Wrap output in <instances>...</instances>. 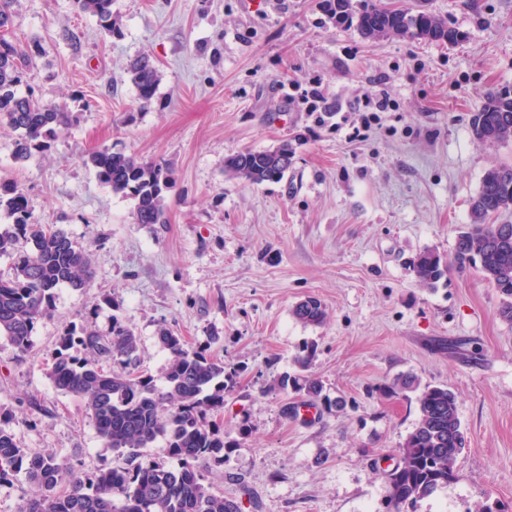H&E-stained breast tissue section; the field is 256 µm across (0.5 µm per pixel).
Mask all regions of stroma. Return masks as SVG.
<instances>
[{
	"label": "stroma",
	"mask_w": 512,
	"mask_h": 512,
	"mask_svg": "<svg viewBox=\"0 0 512 512\" xmlns=\"http://www.w3.org/2000/svg\"><path fill=\"white\" fill-rule=\"evenodd\" d=\"M395 2L445 18L459 42L367 39L324 0H113L110 33L74 0H15L8 40L40 45L20 93L76 120L22 164L0 126V178L95 266L89 286L58 288L27 353L0 338V415L22 447L79 472L125 465L47 376L64 330L105 337L117 316L155 381L163 327L235 371L217 418L228 447L206 480L243 512H393L386 474L419 418L417 391L395 387L406 377L455 394L466 439L460 480L417 512H512V325L479 266L454 261L484 174L512 165V138L470 130L484 94L512 87V0ZM140 56L161 74L148 106L126 75ZM316 81L342 113L308 112L297 94ZM382 90L392 110L363 127L354 104ZM285 141L282 182L225 175V156ZM104 147L171 170L166 224L136 223L99 182L85 160ZM427 248L448 263L433 288L410 266ZM308 296L324 324L293 317ZM307 342L314 424L296 414L305 397L276 386Z\"/></svg>",
	"instance_id": "obj_1"
}]
</instances>
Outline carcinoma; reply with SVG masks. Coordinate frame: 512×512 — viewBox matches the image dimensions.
Wrapping results in <instances>:
<instances>
[{
	"mask_svg": "<svg viewBox=\"0 0 512 512\" xmlns=\"http://www.w3.org/2000/svg\"><path fill=\"white\" fill-rule=\"evenodd\" d=\"M74 2L104 30H113V0ZM12 3L0 0V126L17 132L13 158L24 162L57 140L74 116L42 103L31 92H18L36 51L5 38ZM326 10L340 25L356 23L365 38L398 35L448 45L458 42V31L447 21L382 0L357 13L351 0H328ZM127 77L141 103L150 104L160 82L158 70L141 58L130 64ZM471 130L483 142L511 137L512 92L499 88L486 94ZM293 154L287 142L274 149L239 151L224 158V173L256 185L279 182ZM86 163L112 192L133 201L137 223H167L170 176L162 164L109 148L91 153ZM0 209L13 219L12 225L0 228V254H17L10 277H0V337L26 353L36 324L50 314L56 290L62 285L82 288L94 277L93 256L61 230L34 228L27 196L16 182L0 179ZM470 211L472 224L459 234L455 258L479 262L486 280L502 296L499 317L512 325V224L487 223L491 216L512 213L511 165L486 172ZM412 268L420 283L433 285L446 274L447 263L425 249ZM293 316L303 324L320 325L327 312L320 300L310 297L294 307ZM158 339L169 353L162 387L137 371L138 338L116 315L105 338L87 328L79 335L67 330L59 336L48 372L51 383L83 402L104 447L127 455L128 466L104 467L83 476L53 455L21 447L0 425V482L22 473L36 488L18 512H242L234 501L216 494L204 475L207 464L224 460V435L214 416L224 408V392L234 386L236 372L166 327L159 330ZM75 345L112 361L114 369L107 372L94 359L70 356L68 350ZM278 387L311 399L321 394L318 382L301 373L280 377ZM417 402L419 419L400 448V461L387 474L390 503L396 509L414 505L460 478L455 462L465 437L455 395L428 385ZM159 438L176 464L140 454Z\"/></svg>",
	"mask_w": 512,
	"mask_h": 512,
	"instance_id": "obj_1",
	"label": "carcinoma"
}]
</instances>
